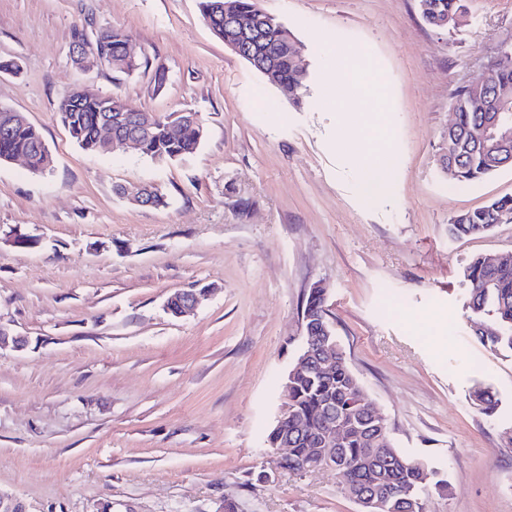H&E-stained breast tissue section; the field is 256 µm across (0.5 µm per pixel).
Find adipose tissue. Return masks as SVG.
Masks as SVG:
<instances>
[{
  "label": "adipose tissue",
  "instance_id": "1",
  "mask_svg": "<svg viewBox=\"0 0 512 512\" xmlns=\"http://www.w3.org/2000/svg\"><path fill=\"white\" fill-rule=\"evenodd\" d=\"M329 66L336 74V97L329 106L340 113L353 112L357 109H373L374 114L368 122L349 135L366 143H374L384 139L385 124L383 102L381 99V83L373 70L365 68L361 59L341 49L328 52ZM397 164L393 154L383 156L368 151L358 156L357 165L362 175L363 194L366 199L390 195L392 185L388 173Z\"/></svg>",
  "mask_w": 512,
  "mask_h": 512
}]
</instances>
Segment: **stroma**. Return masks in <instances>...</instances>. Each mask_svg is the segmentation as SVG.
I'll use <instances>...</instances> for the list:
<instances>
[{
    "mask_svg": "<svg viewBox=\"0 0 512 512\" xmlns=\"http://www.w3.org/2000/svg\"><path fill=\"white\" fill-rule=\"evenodd\" d=\"M259 5L302 47V106L212 35L199 0H0V62L19 66L0 71V106L53 157L43 173L0 163V326L28 339L0 350V491L28 512H360L334 471L274 469L266 443L319 284L397 447L448 482L427 512H512V353L483 345L463 306L466 265L512 253V224L448 235L457 214L512 196V169L460 184L441 165L456 90L512 43V0H465L445 29L418 0ZM77 25L128 32L139 68H77ZM336 43L385 86L376 150L399 158L393 196L363 199L364 145L346 126L365 117L325 106ZM80 86L198 113L203 143L171 162L84 151L58 112ZM145 185L166 206L130 203ZM191 289L195 314L171 315L167 298ZM481 384L494 415L471 402Z\"/></svg>",
    "mask_w": 512,
    "mask_h": 512,
    "instance_id": "obj_1",
    "label": "stroma"
}]
</instances>
